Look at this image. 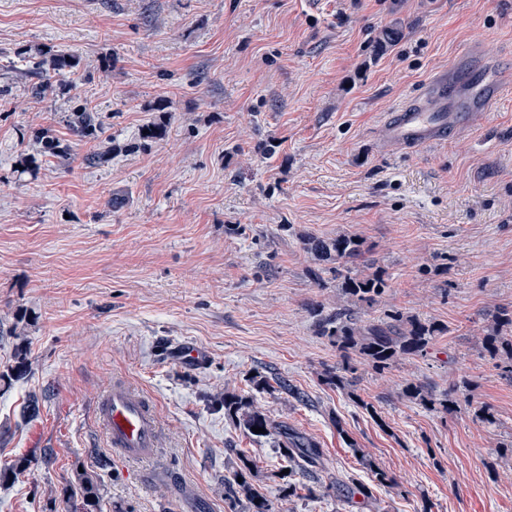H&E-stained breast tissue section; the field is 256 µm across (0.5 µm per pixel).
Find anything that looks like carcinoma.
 Returning a JSON list of instances; mask_svg holds the SVG:
<instances>
[{
    "label": "carcinoma",
    "mask_w": 512,
    "mask_h": 512,
    "mask_svg": "<svg viewBox=\"0 0 512 512\" xmlns=\"http://www.w3.org/2000/svg\"><path fill=\"white\" fill-rule=\"evenodd\" d=\"M79 61L67 53L42 54L39 61L45 82L36 93L41 94L51 86V79L66 75L76 68ZM67 123L74 135L84 139H102L103 129L97 121L96 113L84 108L80 112L69 115ZM46 152L55 156H65L69 148L50 136L42 129L37 132ZM304 249L313 253L318 260L332 263V272L340 279L341 295L355 303L375 304L387 288V280L380 271L370 275L351 274L348 262L359 259L363 254V243L353 235L342 233L334 238L321 240L306 238L303 240ZM345 310L318 319L322 336L326 337L340 354L341 361L336 366L323 372L326 384L344 388L351 384L348 375L357 372L356 363L361 362L377 371H383L399 359L406 356H417L427 353L437 335L442 333L441 327L431 321H423L416 317L403 315L399 311L386 314V318L365 325H357L343 321ZM512 330V316L497 317L491 329L483 338V348L492 357L501 361L512 362V338L503 336V329ZM403 394L409 400L430 410H440L451 414L458 405L457 399L449 394L438 398L424 385L408 382L403 387ZM224 412L235 419L247 432L252 428L265 429V434L276 437L281 454L288 463V469L306 478L320 471L323 467V452L317 444L296 429L276 423L254 408L250 401L233 394L224 395ZM84 512H98L100 496L98 483L92 477L84 474L81 477ZM336 491L348 501L360 495L368 502L372 499L369 487L358 480L347 477L336 480ZM248 499L252 512H270L269 505L262 499L253 496L252 487L247 480L235 481L227 488V498Z\"/></svg>",
    "instance_id": "carcinoma-1"
}]
</instances>
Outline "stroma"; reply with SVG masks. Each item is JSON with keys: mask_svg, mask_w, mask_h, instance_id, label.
<instances>
[{"mask_svg": "<svg viewBox=\"0 0 512 512\" xmlns=\"http://www.w3.org/2000/svg\"><path fill=\"white\" fill-rule=\"evenodd\" d=\"M49 51L80 65L35 98ZM488 67L512 84V0H0V374L18 346L29 365L0 383V470L30 461L0 484V512H82L83 472L101 512H248L224 497L239 448L271 512H512V374L482 347L512 312V97L435 145L378 137L429 80ZM76 90L112 142L96 165L97 142L66 122ZM162 100L166 137L134 149ZM42 128L68 156L44 153ZM339 233L364 242L353 272L388 278L377 304L349 306L354 322L397 310L446 328L344 390L322 380L337 357L313 314L335 309L338 282L302 244ZM119 377L156 411L153 466L93 425ZM408 381L455 392L456 412L406 399ZM228 392L314 440L324 483L359 477L371 503L287 496L275 440L225 415Z\"/></svg>", "mask_w": 512, "mask_h": 512, "instance_id": "35a3bbf8", "label": "stroma"}]
</instances>
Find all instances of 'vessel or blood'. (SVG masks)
<instances>
[{"label": "vessel or blood", "mask_w": 512, "mask_h": 512, "mask_svg": "<svg viewBox=\"0 0 512 512\" xmlns=\"http://www.w3.org/2000/svg\"><path fill=\"white\" fill-rule=\"evenodd\" d=\"M452 79L440 76L386 114L379 126L380 139L388 144L418 149L446 141L464 126L470 111H492L512 86L495 76H484L481 83L461 92L458 111L448 109ZM95 420L107 437L108 445L121 458L153 462L160 446L157 415L143 396L126 381H115L95 407Z\"/></svg>", "instance_id": "1"}]
</instances>
